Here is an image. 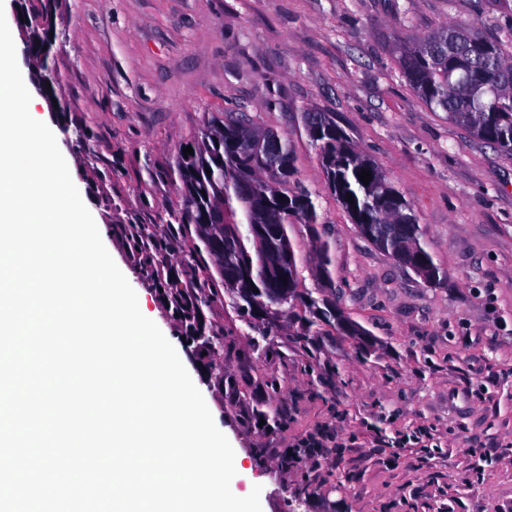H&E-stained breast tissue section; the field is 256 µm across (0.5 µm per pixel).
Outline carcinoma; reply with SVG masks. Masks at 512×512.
Wrapping results in <instances>:
<instances>
[{
    "label": "carcinoma",
    "instance_id": "cac0c4a2",
    "mask_svg": "<svg viewBox=\"0 0 512 512\" xmlns=\"http://www.w3.org/2000/svg\"><path fill=\"white\" fill-rule=\"evenodd\" d=\"M54 0H32L26 12L28 64L42 94L57 97L59 78L49 65L56 37ZM398 63L414 94L448 121L473 137L512 155V41L480 34L475 21L453 23L418 37H401ZM302 127L318 148L325 186L348 212L364 237L395 262L402 260V236L415 246L417 275L432 285L447 279L422 242L423 229L411 204L389 181L382 168L359 152L346 133L320 112H301ZM194 154L179 153L173 175L180 182L178 208L168 221L194 228L196 242L187 260L203 269L213 265L244 314L259 319L253 303L273 304L296 316L306 313L303 335H319L317 327L331 325L342 336L368 335L345 316L336 292V259L318 213L319 194L298 183L292 141L241 114L210 118ZM372 180L363 184L361 171ZM351 194L354 203L347 202ZM234 230L224 233V225ZM304 225L312 255L302 257L290 236ZM321 284L316 292L299 288L303 270ZM214 276L207 275L184 301V320L198 317L202 307L218 297ZM189 340L216 352L224 337L206 336L193 328Z\"/></svg>",
    "mask_w": 512,
    "mask_h": 512
}]
</instances>
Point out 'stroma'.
Returning a JSON list of instances; mask_svg holds the SVG:
<instances>
[{
	"label": "stroma",
	"instance_id": "35a3bbf8",
	"mask_svg": "<svg viewBox=\"0 0 512 512\" xmlns=\"http://www.w3.org/2000/svg\"><path fill=\"white\" fill-rule=\"evenodd\" d=\"M502 0H58L51 64L62 111L38 89L102 240L201 391L262 512H512V156L432 111L402 77L396 35L477 21L512 37ZM329 116L413 205L436 261L425 283L371 245L326 188L302 110ZM243 112L288 134L319 194L346 315L369 345L303 319L265 334L222 296L201 313L224 348L188 341L177 300L204 273L195 233L165 221L172 169L207 118ZM310 459L289 453L310 436Z\"/></svg>",
	"mask_w": 512,
	"mask_h": 512
}]
</instances>
